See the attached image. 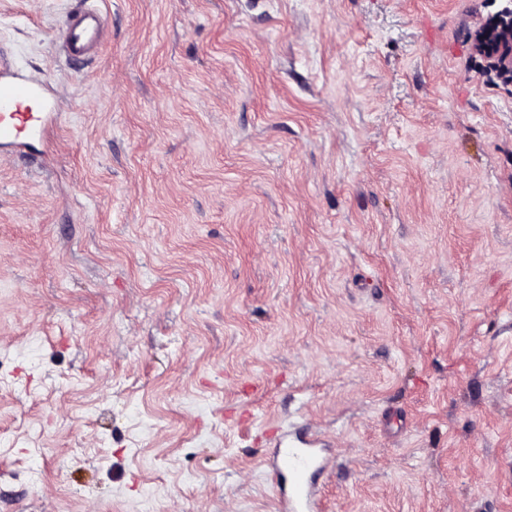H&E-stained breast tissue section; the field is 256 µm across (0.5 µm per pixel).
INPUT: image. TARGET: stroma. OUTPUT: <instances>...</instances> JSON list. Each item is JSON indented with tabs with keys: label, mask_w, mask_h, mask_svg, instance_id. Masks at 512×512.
<instances>
[{
	"label": "stroma",
	"mask_w": 512,
	"mask_h": 512,
	"mask_svg": "<svg viewBox=\"0 0 512 512\" xmlns=\"http://www.w3.org/2000/svg\"><path fill=\"white\" fill-rule=\"evenodd\" d=\"M0 0L64 101L0 145V512H512V80L497 0ZM87 3H80L67 14L57 43L58 53L70 65L91 58L103 41L100 11ZM502 2L492 21L475 30L474 41L491 67L512 71V1ZM320 442L305 434H299L288 442L278 437L274 451L269 458L270 471L279 478L278 511L284 512H318V491L309 481V475L324 465V458L319 454ZM288 478L289 491L282 499L283 482Z\"/></svg>",
	"instance_id": "obj_1"
}]
</instances>
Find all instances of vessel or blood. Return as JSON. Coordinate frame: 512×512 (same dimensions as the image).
Returning <instances> with one entry per match:
<instances>
[{
  "label": "vessel or blood",
  "mask_w": 512,
  "mask_h": 512,
  "mask_svg": "<svg viewBox=\"0 0 512 512\" xmlns=\"http://www.w3.org/2000/svg\"><path fill=\"white\" fill-rule=\"evenodd\" d=\"M102 31L99 10L81 0L66 16L57 51L68 64L85 62L100 47ZM47 85L41 76L15 70L7 55L0 54V144L23 149L30 135L46 133L55 124L59 114L55 102L46 98ZM318 446V440L304 434L276 440L270 470L289 483L287 497L278 502L280 512H319V495L309 481L324 465Z\"/></svg>",
  "instance_id": "b4317fda"
}]
</instances>
